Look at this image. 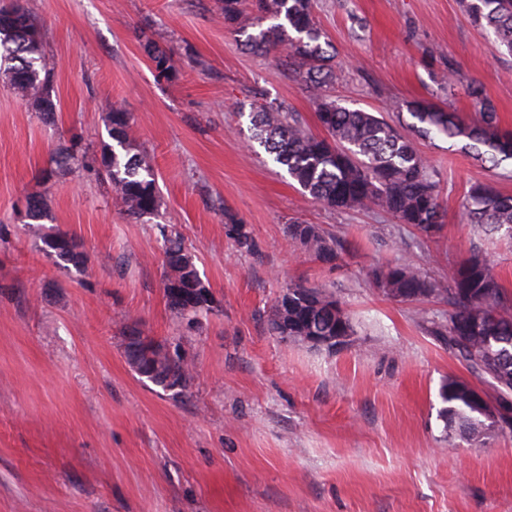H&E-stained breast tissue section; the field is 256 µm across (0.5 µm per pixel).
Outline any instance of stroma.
Segmentation results:
<instances>
[{
  "mask_svg": "<svg viewBox=\"0 0 512 512\" xmlns=\"http://www.w3.org/2000/svg\"><path fill=\"white\" fill-rule=\"evenodd\" d=\"M54 66L53 121L0 80V512H512V428L449 450L438 416L448 379L475 378L427 318L447 305L383 296L373 268L400 259L449 282L463 259L496 267L512 294V237L467 223L471 183L512 194V161L491 170L446 137L419 141L446 208L422 238L374 209L334 212L252 145L253 105L299 113L320 133L308 94L278 55L246 50L218 0H23ZM336 49L329 93L352 109L386 112L430 99L472 113L462 88L482 85L512 130V56L476 26L461 0H315ZM154 39L173 75L143 51ZM460 87L448 96L441 77ZM131 115L130 136L152 165L161 207L126 219L101 169L108 114ZM80 139L82 161L49 174ZM44 197L39 229L25 201ZM232 214L259 255L236 252ZM344 241L338 265L315 262L289 222ZM190 252L214 308L197 321L163 294L161 228ZM66 231L88 258L83 274L41 249ZM326 286L354 334L333 351L269 335L287 283ZM136 319L145 336L179 348L195 370L181 394L140 379L124 355Z\"/></svg>",
  "mask_w": 512,
  "mask_h": 512,
  "instance_id": "stroma-1",
  "label": "stroma"
}]
</instances>
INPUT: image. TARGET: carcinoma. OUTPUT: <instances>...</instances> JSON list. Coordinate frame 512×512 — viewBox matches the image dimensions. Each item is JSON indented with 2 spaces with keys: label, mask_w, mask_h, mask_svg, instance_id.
<instances>
[{
  "label": "carcinoma",
  "mask_w": 512,
  "mask_h": 512,
  "mask_svg": "<svg viewBox=\"0 0 512 512\" xmlns=\"http://www.w3.org/2000/svg\"><path fill=\"white\" fill-rule=\"evenodd\" d=\"M464 7L471 20L492 32L498 47L512 55V0H464ZM253 8L252 25L258 32L247 36L245 47L261 56L279 54L314 101L316 119L324 131L313 133L295 112L259 105L249 113L253 139L325 208L377 209L430 239L444 223L440 190L433 167L410 135H443L453 142L464 139L462 149L492 168L512 160V132L499 127L495 107L480 86L467 87L475 112L469 121L426 100L406 105L410 122L404 120L398 105L390 118L348 108L327 94L328 85L336 81V50L315 22L312 0H253ZM221 14L225 26L244 27L245 0H221ZM145 48L160 73L173 70L171 58L157 44L148 41ZM4 50L12 65L3 72L16 95L35 97L39 103L49 100L51 67L41 32L18 4L0 8V58ZM109 122L113 144L100 164L126 215L139 221L160 206L154 169L135 150L130 115L114 108ZM463 208L478 229L503 230L512 236V195L476 182L466 192ZM224 229L236 251L259 254L252 232L235 216L225 215ZM287 233L320 263L334 265L343 254V245L318 224L293 222ZM41 240L45 252H54L57 265L77 273L85 271L86 256L74 237L58 231L42 235ZM164 257L163 292L169 308L193 318L209 313L211 296L179 235L164 234ZM373 278L389 299H435L447 304L448 316L430 321V332L442 337L473 375L487 380L500 401L512 399V299L492 264L473 255L456 266L448 285L407 261L380 267ZM335 302L319 286L291 283L272 306L267 331L273 336H293L300 343L306 336L353 335L350 318L338 324L329 311ZM136 344L145 356L144 371L157 385L167 383L181 392L189 388L193 373L187 362L141 335ZM439 396V417L448 430V446L455 447V432L475 440L495 428L477 413L480 393L468 382L450 378L442 384Z\"/></svg>",
  "instance_id": "1"
}]
</instances>
